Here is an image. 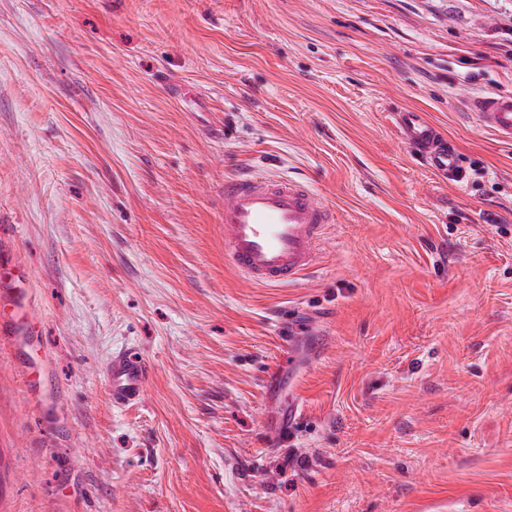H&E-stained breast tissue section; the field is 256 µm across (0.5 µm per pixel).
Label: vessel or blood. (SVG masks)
<instances>
[{"label":"vessel or blood","mask_w":512,"mask_h":512,"mask_svg":"<svg viewBox=\"0 0 512 512\" xmlns=\"http://www.w3.org/2000/svg\"><path fill=\"white\" fill-rule=\"evenodd\" d=\"M470 110L501 141L512 143V95L490 92L470 101ZM392 123L401 141L418 153L436 174L453 172L456 150L428 116L415 109L394 112ZM334 209L320 201L302 180L250 169L224 182V244L234 269L263 286L288 285L312 269L334 223ZM24 289L11 302L0 301V326L8 327L20 346L30 341ZM113 405L142 400L149 374L143 355L128 349L113 355L107 369Z\"/></svg>","instance_id":"vessel-or-blood-1"}]
</instances>
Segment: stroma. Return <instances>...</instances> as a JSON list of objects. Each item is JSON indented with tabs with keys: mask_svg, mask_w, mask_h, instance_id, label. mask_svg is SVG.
Listing matches in <instances>:
<instances>
[{
	"mask_svg": "<svg viewBox=\"0 0 512 512\" xmlns=\"http://www.w3.org/2000/svg\"><path fill=\"white\" fill-rule=\"evenodd\" d=\"M489 91L512 93V0H0V260L46 367L0 332V512H512V145L468 114ZM404 107L462 181L401 142ZM260 164L335 211L283 288L220 228ZM126 348L152 371L118 409ZM392 123L401 141L418 153L433 173L448 174L459 165L456 150L424 112H392ZM106 373L113 405L129 406L143 399L149 364L139 351L128 349L113 355Z\"/></svg>",
	"mask_w": 512,
	"mask_h": 512,
	"instance_id": "1",
	"label": "stroma"
}]
</instances>
